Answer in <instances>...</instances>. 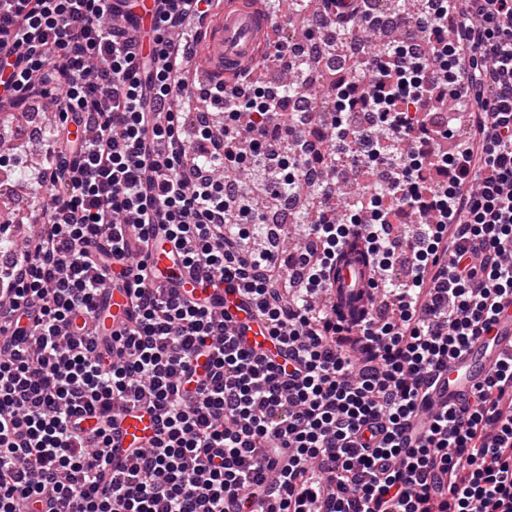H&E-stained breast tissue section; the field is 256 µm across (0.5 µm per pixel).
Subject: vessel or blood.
<instances>
[{"mask_svg": "<svg viewBox=\"0 0 512 512\" xmlns=\"http://www.w3.org/2000/svg\"><path fill=\"white\" fill-rule=\"evenodd\" d=\"M271 17L247 6H228L209 24V33L204 50V73L206 76L231 77L241 72L259 53L267 42L266 33L273 29ZM150 263L164 272L163 284L178 283L180 293L195 294L213 302L215 309L223 313L226 322L237 325L245 314L241 311V298L224 292L220 288L195 287L186 268L173 265L165 250L151 253ZM363 255L343 251L336 264L333 276V291L339 309L346 310L365 304L368 293L377 288ZM105 299L112 313L111 326L120 329L126 319L129 300L125 291L108 290ZM512 356V302L504 301L491 336L477 340L456 359L448 369V380L438 386L433 394L436 409L472 394L476 386L483 383L488 374ZM161 420L155 413L142 410L123 414L115 422L112 432V450L142 447L159 429Z\"/></svg>", "mask_w": 512, "mask_h": 512, "instance_id": "1", "label": "vessel or blood"}]
</instances>
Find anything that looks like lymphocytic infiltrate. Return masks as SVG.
Masks as SVG:
<instances>
[{
	"instance_id": "1",
	"label": "lymphocytic infiltrate",
	"mask_w": 512,
	"mask_h": 512,
	"mask_svg": "<svg viewBox=\"0 0 512 512\" xmlns=\"http://www.w3.org/2000/svg\"><path fill=\"white\" fill-rule=\"evenodd\" d=\"M219 0H0V112L53 106L52 149L27 181L37 232L0 266V512H512V357L460 407L430 394L512 296V0H448L395 21L419 29L367 55L333 97L330 125L295 129L280 91L246 71L189 83L184 71ZM464 89L471 140L440 153L427 102ZM356 112L377 117L354 127ZM276 129L283 162L261 154ZM359 152L336 160L327 132ZM386 168L336 218L335 180L311 166ZM277 203L314 194L313 244L289 287L237 171ZM486 170L480 184L470 175ZM357 237L385 289L348 324L319 304ZM171 244L183 267L252 305L277 356L194 297L157 287L146 259ZM107 288L128 319L94 339ZM146 407L162 425L113 471L114 412Z\"/></svg>"
}]
</instances>
